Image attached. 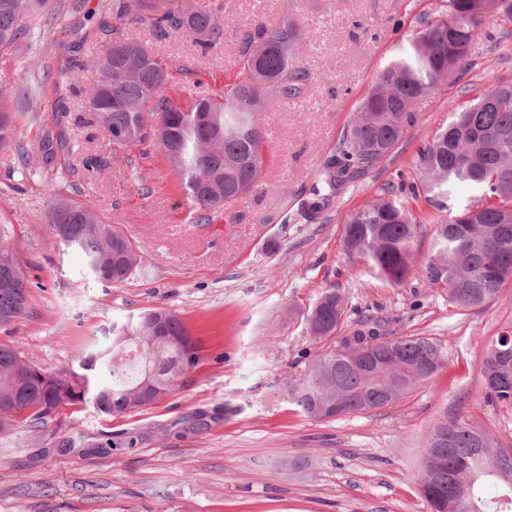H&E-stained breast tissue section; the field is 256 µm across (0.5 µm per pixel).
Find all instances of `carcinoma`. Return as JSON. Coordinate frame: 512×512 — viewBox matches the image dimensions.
I'll return each instance as SVG.
<instances>
[{"instance_id":"1","label":"carcinoma","mask_w":512,"mask_h":512,"mask_svg":"<svg viewBox=\"0 0 512 512\" xmlns=\"http://www.w3.org/2000/svg\"><path fill=\"white\" fill-rule=\"evenodd\" d=\"M49 0H0V49L25 39L39 41L34 20ZM112 22L97 28L109 35L93 58L99 71L88 98L89 120L117 149L132 151L149 140L165 157L195 223L210 221L224 202L256 188L263 175L267 130L263 116L281 99L303 94L305 74L297 65L300 26L254 19L239 33L237 80L224 93L199 97L190 108L163 93L171 81L166 61L149 43L124 33L130 23H148L158 37L190 36L202 52L224 33L226 14L212 0H112ZM512 18V0H448V13L422 24L378 73L355 118L315 176L302 212L312 221L347 184L382 163L414 123V105L466 63L478 30L495 13ZM12 90L0 84V147L17 136L21 113L4 99ZM65 133L47 129L35 152L24 151L29 171L48 170ZM425 177L404 196L387 187L352 212L344 226L343 251L351 264L399 286L410 270L411 247L422 220L417 204L441 212L461 189L453 214L437 222L433 254L421 269L426 283L443 289L459 311L492 302L512 280V82L498 84L469 107L451 109L448 125L419 150ZM46 221L56 241L83 258L96 281L120 284L141 269L142 253L117 225L101 222L91 207L65 198L48 201ZM0 328L27 311L29 281L20 267L7 229L0 226ZM346 303L331 286L304 315L305 329L318 345L298 378L288 384V401L321 421L389 406L430 383L442 369L444 347L429 336H382L359 329L336 340ZM482 361L484 397L512 404V363L496 349ZM198 343L180 316L168 308L132 314L112 325V348L97 342L77 367L48 373L0 343V432L22 416L28 427L45 426L61 407L90 401L115 417L148 407L170 395L176 380L197 368ZM427 447L442 452L448 473L430 482L422 473L421 493L430 512H512V450H492V440L462 416L443 419L427 434Z\"/></svg>"}]
</instances>
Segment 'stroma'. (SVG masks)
<instances>
[{"mask_svg": "<svg viewBox=\"0 0 512 512\" xmlns=\"http://www.w3.org/2000/svg\"><path fill=\"white\" fill-rule=\"evenodd\" d=\"M102 2L50 0L40 30L52 52L25 43L0 52V82L11 84L9 107L21 115L20 146L0 148V225L31 285L26 314L0 329V342L59 372L76 364L88 342L107 336L113 320L165 306L200 339L203 358L155 405L108 417L85 402L60 408L45 427L19 423L0 433V512H428L419 478L437 421L463 414L512 448V405L480 396L487 349L512 333V281L484 308L449 306L420 275L432 254L427 220L403 285L351 266L342 250L351 212L386 186L416 181L412 163L447 123L450 107L512 82V20H488L466 66L416 104L415 123L391 155L313 223L300 209L316 172L378 71L421 21L447 12V0H226L224 36L204 57L186 34L159 40L148 26H127L128 37L151 43L168 61L165 92L183 105L235 78L238 32L249 20L288 18L302 28L304 92L266 117L261 184L195 224L158 150L113 154L100 128L81 123L93 67L59 78L74 26L99 15ZM62 102L69 143L59 166L28 173L20 149L54 126ZM89 155L106 166L85 170ZM54 194L90 204L139 245L143 265L134 279L106 284L84 275L81 256L58 247L45 221ZM332 285L347 303L341 336L378 317L389 335L441 342L446 363L434 381L393 405L332 421L290 404L288 381L316 350L304 314ZM57 431L94 442L130 433L138 443L61 456L52 450Z\"/></svg>", "mask_w": 512, "mask_h": 512, "instance_id": "35a3bbf8", "label": "stroma"}]
</instances>
